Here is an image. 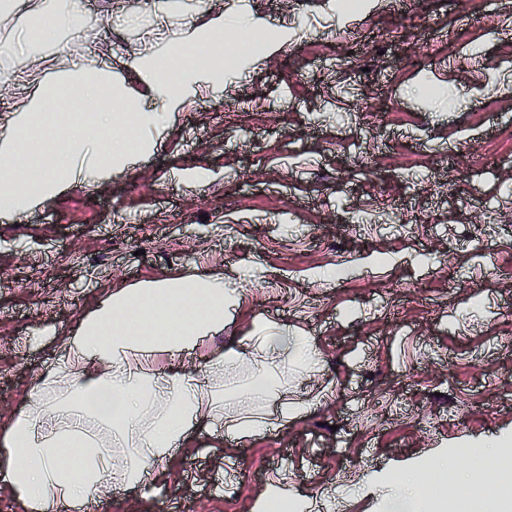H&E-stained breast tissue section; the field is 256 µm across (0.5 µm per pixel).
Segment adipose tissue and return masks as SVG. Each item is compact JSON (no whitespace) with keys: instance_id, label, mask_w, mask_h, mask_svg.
Wrapping results in <instances>:
<instances>
[{"instance_id":"adipose-tissue-1","label":"adipose tissue","mask_w":512,"mask_h":512,"mask_svg":"<svg viewBox=\"0 0 512 512\" xmlns=\"http://www.w3.org/2000/svg\"><path fill=\"white\" fill-rule=\"evenodd\" d=\"M83 14L84 0H63L51 9L36 0L30 44L80 28ZM169 62L162 69L147 58H135V72L146 77L141 93L114 84L106 68L76 69L47 79L41 93L0 132V212L26 213L71 184H93L105 173L128 168L156 147L140 141L138 131L158 125L199 72H206L212 83L224 81L219 55H194L181 48ZM145 95L152 109L141 107ZM54 100L65 108L79 102L124 134L105 138L87 167H75L65 156L45 164L35 178L25 163L46 154L44 113ZM234 297V289L217 273L155 280L113 291L81 323L32 403L0 435L6 452L0 478L27 512H53L61 503L86 512L114 483L149 490L178 448L215 424H224L238 441L266 429L261 416L225 418L224 368L261 356L246 396L269 402L288 384L289 360L313 364L307 338L263 324L240 347L207 351L202 374L184 365L187 352L223 331L224 311ZM74 447L81 448V456L62 462L64 449Z\"/></svg>"}]
</instances>
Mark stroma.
Segmentation results:
<instances>
[{
    "label": "stroma",
    "mask_w": 512,
    "mask_h": 512,
    "mask_svg": "<svg viewBox=\"0 0 512 512\" xmlns=\"http://www.w3.org/2000/svg\"><path fill=\"white\" fill-rule=\"evenodd\" d=\"M148 2L85 0L83 30L31 49L16 0L0 98L22 108L74 64L143 90L133 57L164 59L219 12L288 37L174 101L144 133L156 154L0 216V430L112 290L221 272L236 301L213 346L260 321L311 340L318 365L282 392L300 414L239 444L200 434L150 494L116 486L93 512H251L278 477L310 512H412L385 493L403 469L512 448V0ZM444 140L453 157L430 152ZM254 373L225 367L228 413H261Z\"/></svg>",
    "instance_id": "stroma-1"
}]
</instances>
